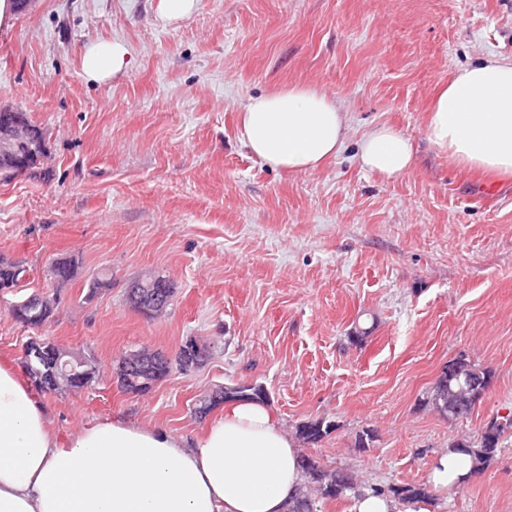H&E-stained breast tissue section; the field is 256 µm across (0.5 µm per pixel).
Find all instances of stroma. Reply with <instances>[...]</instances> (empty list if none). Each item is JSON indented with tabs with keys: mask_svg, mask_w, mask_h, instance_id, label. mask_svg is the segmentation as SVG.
<instances>
[{
	"mask_svg": "<svg viewBox=\"0 0 512 512\" xmlns=\"http://www.w3.org/2000/svg\"><path fill=\"white\" fill-rule=\"evenodd\" d=\"M157 4L29 0L0 29V104L44 128L50 172L0 176V259L25 270L0 297V361L20 364L38 334L96 359L91 387L35 395L63 440L120 415L191 441L224 414L195 412L212 389L257 385L287 433L335 422L300 448L324 469L368 489L428 483L439 451L512 408V180L455 167L425 130L456 71L512 59V0H197L176 22ZM106 39L131 65L86 82L82 53ZM289 82L349 114L344 148L314 172L270 168L239 139L249 98ZM379 123L416 148L393 180L357 158ZM70 258L51 322L15 321L11 303L46 291L49 263ZM104 272L111 288L88 298ZM153 275L174 296L151 319L125 291ZM188 336L211 343L206 364L144 395L121 389L115 360L145 346L172 355ZM459 357L493 379L454 421L424 400ZM425 507L512 512V431L473 480ZM335 428V422L327 421L322 418L319 420L307 421L298 426L296 434L303 443L314 445L322 441L325 436L331 434Z\"/></svg>",
	"mask_w": 512,
	"mask_h": 512,
	"instance_id": "35a3bbf8",
	"label": "stroma"
}]
</instances>
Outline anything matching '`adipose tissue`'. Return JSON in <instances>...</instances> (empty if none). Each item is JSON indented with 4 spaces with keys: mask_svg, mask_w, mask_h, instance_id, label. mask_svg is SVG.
I'll return each instance as SVG.
<instances>
[{
    "mask_svg": "<svg viewBox=\"0 0 512 512\" xmlns=\"http://www.w3.org/2000/svg\"><path fill=\"white\" fill-rule=\"evenodd\" d=\"M118 40L81 62L104 84L125 72ZM349 117L318 86L288 83L249 99L239 135L264 164L318 169L342 148ZM430 142L456 167L512 176V59L456 72L426 113ZM410 139L380 124L361 136L362 168L395 179L413 164ZM295 441L259 402L238 401L194 441L115 418L59 444L44 408L12 365L0 364V512H288L302 482Z\"/></svg>",
    "mask_w": 512,
    "mask_h": 512,
    "instance_id": "ef3b65f1",
    "label": "adipose tissue"
}]
</instances>
